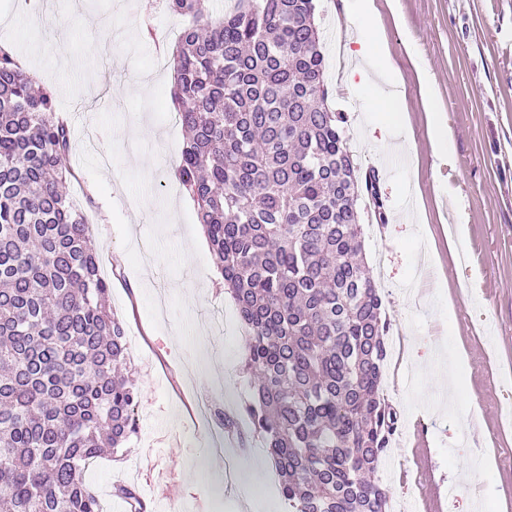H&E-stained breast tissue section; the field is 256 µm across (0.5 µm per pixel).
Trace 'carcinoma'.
<instances>
[{
	"mask_svg": "<svg viewBox=\"0 0 512 512\" xmlns=\"http://www.w3.org/2000/svg\"><path fill=\"white\" fill-rule=\"evenodd\" d=\"M192 23L170 96L185 138L175 174L245 330L261 437L291 512H387L366 478L399 427L383 396V301L363 250L346 117L328 96L313 0H237ZM73 146L54 92L0 49V512H100L83 471L136 431L125 329L107 304L84 214L70 201ZM112 494L145 512L133 487Z\"/></svg>",
	"mask_w": 512,
	"mask_h": 512,
	"instance_id": "obj_1",
	"label": "carcinoma"
}]
</instances>
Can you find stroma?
<instances>
[{"mask_svg": "<svg viewBox=\"0 0 512 512\" xmlns=\"http://www.w3.org/2000/svg\"><path fill=\"white\" fill-rule=\"evenodd\" d=\"M337 0H314L331 111L357 168L374 169L388 221L359 197L366 256L391 321L384 397L399 428L376 473L408 512H512V0H372L404 84L405 119L387 131L406 151L365 138L391 85H345L336 68ZM0 0V45L56 93L71 128L69 193L91 218L109 305L126 327L140 387L124 456L83 472L103 512H129L112 488L136 489L146 512H288L278 476L241 406L252 390L244 330L174 170L185 132L170 97L171 49L185 24L166 0H42L29 19ZM66 45H59V37ZM411 52H404L403 43ZM433 75L435 99L419 91ZM444 121L450 158L430 134ZM410 219L399 220L404 200ZM455 359L456 393L436 372ZM222 393L237 429L215 443L200 410Z\"/></svg>", "mask_w": 512, "mask_h": 512, "instance_id": "35a3bbf8", "label": "stroma"}]
</instances>
